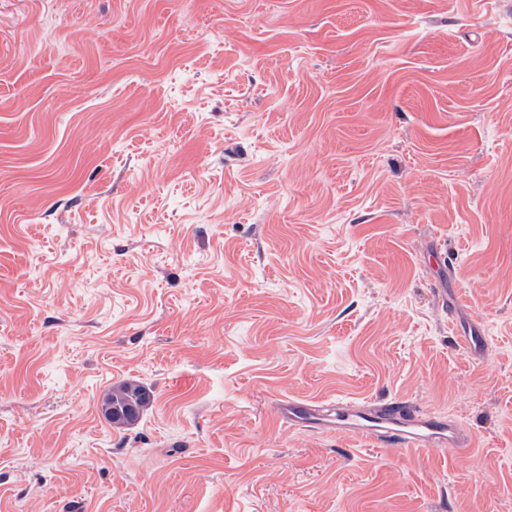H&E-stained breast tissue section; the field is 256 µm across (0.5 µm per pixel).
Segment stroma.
I'll use <instances>...</instances> for the list:
<instances>
[{
	"label": "stroma",
	"instance_id": "stroma-1",
	"mask_svg": "<svg viewBox=\"0 0 512 512\" xmlns=\"http://www.w3.org/2000/svg\"><path fill=\"white\" fill-rule=\"evenodd\" d=\"M0 512H512V0H0ZM153 399L152 392L136 381H125L112 388L105 395L102 411L105 418L117 427L134 424L140 413ZM280 417L290 428L349 432L373 439L382 438L399 448L423 450L447 444L468 448L470 442L456 424L434 422L420 412L411 413L400 402L382 405L338 404L325 408L309 401H285Z\"/></svg>",
	"mask_w": 512,
	"mask_h": 512
}]
</instances>
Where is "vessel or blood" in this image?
<instances>
[{"mask_svg": "<svg viewBox=\"0 0 512 512\" xmlns=\"http://www.w3.org/2000/svg\"><path fill=\"white\" fill-rule=\"evenodd\" d=\"M289 427L330 432H349L400 447L423 450L446 445L469 447L463 430L455 424L433 421L419 412H410L400 402L382 405L339 404L336 409L309 402L288 400L279 408Z\"/></svg>", "mask_w": 512, "mask_h": 512, "instance_id": "1", "label": "vessel or blood"}]
</instances>
